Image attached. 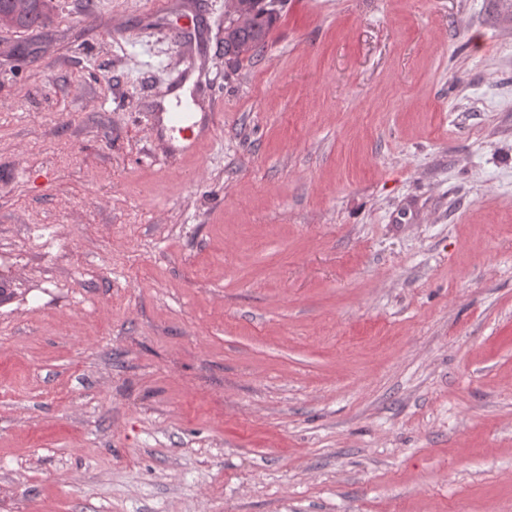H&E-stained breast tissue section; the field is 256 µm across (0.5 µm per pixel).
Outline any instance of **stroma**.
<instances>
[{
  "mask_svg": "<svg viewBox=\"0 0 512 512\" xmlns=\"http://www.w3.org/2000/svg\"><path fill=\"white\" fill-rule=\"evenodd\" d=\"M54 3L0 30V512H512V0L236 59L227 0ZM197 112H166L168 118V126L166 129L170 135L175 138L182 139L186 142L184 145L195 147L199 141L201 122L196 119Z\"/></svg>",
  "mask_w": 512,
  "mask_h": 512,
  "instance_id": "35a3bbf8",
  "label": "stroma"
}]
</instances>
